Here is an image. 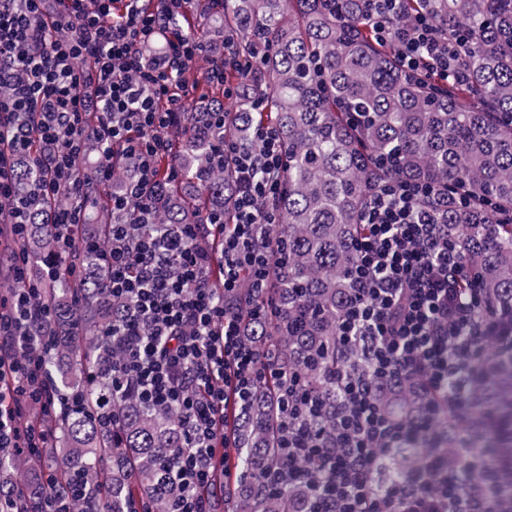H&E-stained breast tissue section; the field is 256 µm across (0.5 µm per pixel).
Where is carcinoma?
Wrapping results in <instances>:
<instances>
[{
    "label": "carcinoma",
    "mask_w": 512,
    "mask_h": 512,
    "mask_svg": "<svg viewBox=\"0 0 512 512\" xmlns=\"http://www.w3.org/2000/svg\"><path fill=\"white\" fill-rule=\"evenodd\" d=\"M362 0H224V12L203 10L179 18L192 32L207 28L233 42L250 66L233 75L239 98L233 106L203 100L188 115L185 139L174 147L184 176L209 171L198 199L172 192L158 208V224H197L212 211L235 223L234 171L216 167L207 113H224L218 134L252 147V127L276 128L283 158L273 201L285 260L273 268V314L264 334L249 340L272 343L282 370L331 404L336 389L330 373L349 363L336 346V323L352 291L346 270L354 244L366 233L362 215L368 196L387 177L377 162L391 159L396 175L430 182L446 200L425 201L433 223L454 238L462 263L459 287L477 288L481 322L512 312V0H402L392 30L418 15L433 18L456 45L458 63L469 74L462 87L439 86L423 73L396 62L390 46L378 44L361 23ZM15 248L53 259L60 271L70 263L53 236L34 223ZM97 272L83 281L60 276L41 286L40 301L54 307L56 322L38 331L51 342L44 369L63 396L86 395V408L65 406L42 421L53 426L55 467L38 469L24 454L0 456V494L12 496L18 512H36L47 491L74 481L85 495L68 502V512H125L143 499L153 512H173L178 488L166 478L172 450L182 445L175 413L146 406L128 395L109 402L119 417L115 428L97 419L98 398L107 395L108 370L118 350L100 335L112 298ZM280 379L264 382L244 415L237 418L239 486L228 498L233 512H299L308 483L327 472L309 465V482L270 493L265 472L284 465L277 448L284 406ZM501 428L478 410L469 416L471 447L487 446L512 426V351L497 356L486 383ZM387 409L397 418L418 413L436 398L413 378L388 387ZM452 410L440 408L436 427L448 445ZM434 450L410 443L396 450L415 463Z\"/></svg>",
    "instance_id": "obj_1"
}]
</instances>
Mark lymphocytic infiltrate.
Returning a JSON list of instances; mask_svg holds the SVG:
<instances>
[{
    "mask_svg": "<svg viewBox=\"0 0 512 512\" xmlns=\"http://www.w3.org/2000/svg\"><path fill=\"white\" fill-rule=\"evenodd\" d=\"M121 2L116 13L112 0H98L93 11L82 0H0V86L11 88L0 97V203L9 205L15 237L41 212L62 252L93 254L107 290L124 304L105 331L121 348L112 390L177 411L184 444L170 470L182 490L175 512H214L216 466L236 445L227 410H246L275 373L271 345H247L242 338L271 306L268 230L278 219L268 202L278 189L281 146L269 126L253 128L252 149L211 141L216 164H233L237 173L233 229L214 215L201 224L158 227L157 208L179 176L168 162L173 148L166 132L186 120L192 62L213 55L207 81L233 100L238 90L226 84L225 73L242 61L232 44L219 49L173 27L191 0H157L152 7L145 0ZM364 2L375 39H395L404 70L422 67L439 81H466L455 46H444L433 20L418 16L394 34L390 19L399 0ZM19 69L24 79H16ZM91 136L107 155L87 171ZM124 158L134 160L135 173L113 189L114 221L103 249L85 210L91 190L111 187L115 164ZM22 159L36 174L29 196L15 191ZM61 193L68 205L52 207ZM430 195L422 185L390 177L367 203V233L356 241L348 270L354 298L337 330L339 345L361 354L366 369L332 374V431L318 422L315 397L283 389L288 412L279 430L289 477L314 459L332 465L330 479L312 488L314 512H501L486 487L512 467V448L463 458L452 448L423 456L400 484L377 479L403 441L434 437L431 416L398 421L382 410L385 383L415 375L449 407L466 405L494 368L490 348L512 346V314L475 321L477 295L458 286L459 251L421 204ZM133 201L138 210L124 220ZM209 237L222 240L220 261L203 246ZM13 267L15 328L0 332V368L13 376L11 402L0 408V452L27 446L36 459L49 436L16 420L27 378L21 356L35 348V324L49 322L53 311L34 301L30 256L14 253ZM216 267L223 277L218 288L211 283Z\"/></svg>",
    "mask_w": 512,
    "mask_h": 512,
    "instance_id": "f902f5d3",
    "label": "lymphocytic infiltrate"
}]
</instances>
